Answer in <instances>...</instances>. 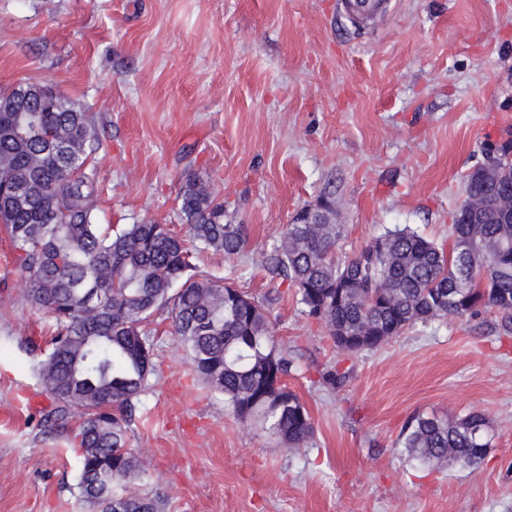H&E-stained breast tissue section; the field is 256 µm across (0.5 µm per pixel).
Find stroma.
Masks as SVG:
<instances>
[{"mask_svg": "<svg viewBox=\"0 0 512 512\" xmlns=\"http://www.w3.org/2000/svg\"><path fill=\"white\" fill-rule=\"evenodd\" d=\"M37 83L94 120L99 223L185 233L178 195L203 176L239 258L200 268L263 301L314 434L291 448L197 380L167 311L143 325L158 374L127 446L164 512H512V337L493 315L433 319L338 351L264 260L295 212L332 195L338 255L395 227L447 245L466 175L512 142V0H0V93ZM47 325L0 227V512H92L77 489L79 416L43 426ZM342 372L341 383L327 382ZM483 411L474 468L427 465L398 439L412 417Z\"/></svg>", "mask_w": 512, "mask_h": 512, "instance_id": "35a3bbf8", "label": "stroma"}]
</instances>
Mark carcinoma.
I'll return each instance as SVG.
<instances>
[{
    "label": "carcinoma",
    "mask_w": 512,
    "mask_h": 512,
    "mask_svg": "<svg viewBox=\"0 0 512 512\" xmlns=\"http://www.w3.org/2000/svg\"><path fill=\"white\" fill-rule=\"evenodd\" d=\"M92 118L75 104L36 84L0 96V224L25 279L24 295L48 319L50 352L39 377L54 408L45 420L66 422L81 414L75 438L82 449L80 497L100 512H162L157 495L131 490L144 468L127 448L133 400L155 374L153 341L142 324L166 309L172 331L194 373L224 396L237 417L281 438L291 448L308 444L310 415L285 384L293 367L279 351L269 311L199 269L194 254L233 258L249 244L244 224L224 223V203L205 190L194 172L180 187L179 214L193 248L164 224L112 228L96 223L89 156L98 148ZM512 187V168L486 186L473 170L466 196ZM465 205L457 209L448 247L417 231L396 227L358 252L340 258L341 224H293L272 247L266 270L294 286L306 315L334 346L351 353L361 326L390 339L417 322L495 315L497 331L512 335V224L494 210L484 214L473 242L476 278L459 282L460 242L470 233ZM392 286L388 302L382 284ZM454 293L448 302V293ZM490 420L479 411L450 419L418 415L401 445L413 458L476 467L490 448Z\"/></svg>",
    "instance_id": "obj_1"
}]
</instances>
